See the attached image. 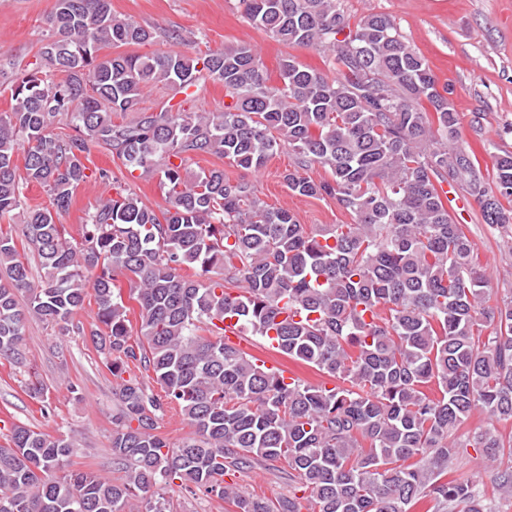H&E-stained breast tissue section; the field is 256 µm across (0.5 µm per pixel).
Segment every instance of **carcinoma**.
Returning a JSON list of instances; mask_svg holds the SVG:
<instances>
[{
	"label": "carcinoma",
	"instance_id": "carcinoma-1",
	"mask_svg": "<svg viewBox=\"0 0 512 512\" xmlns=\"http://www.w3.org/2000/svg\"><path fill=\"white\" fill-rule=\"evenodd\" d=\"M243 4L278 41L333 52L338 75L288 57L271 86L246 45L195 58L101 55L156 32L112 13L111 0H55L35 61L5 80L15 104L0 113V219L23 216L44 277L33 280L0 231V357L23 363L30 317L89 335L116 384L121 476L71 470L74 436L17 424L0 445V512H172L184 492L235 512H498L512 499V466L491 497L450 472L461 448L491 463L512 455L494 428L455 438L478 406L512 418V290L492 296L442 184L462 186L512 240V151L495 156L487 185L459 144L453 90L439 88L391 17L352 28L340 0ZM205 76L224 85V110L142 107L152 87L186 94ZM92 146L159 176L169 208L159 216L120 191L71 237L59 216L89 178ZM284 146L295 157L288 190L336 200L353 223L308 228L222 169L187 175L192 155L256 171ZM315 163L329 179L301 173ZM31 183L48 205L26 204ZM120 274L135 278V337ZM91 299L97 323L87 330L74 315ZM228 321L324 381L265 367L225 339ZM132 365L146 378L124 377ZM169 405L195 428L176 446L157 432ZM274 463L288 467L287 493L240 487L238 474Z\"/></svg>",
	"mask_w": 512,
	"mask_h": 512
}]
</instances>
